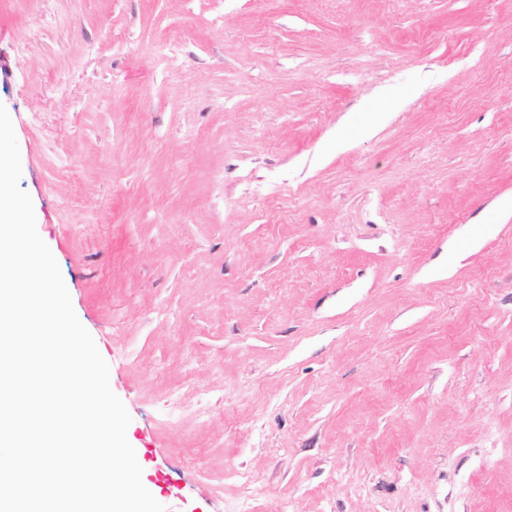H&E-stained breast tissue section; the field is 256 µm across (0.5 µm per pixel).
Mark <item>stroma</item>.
Listing matches in <instances>:
<instances>
[{"mask_svg": "<svg viewBox=\"0 0 512 512\" xmlns=\"http://www.w3.org/2000/svg\"><path fill=\"white\" fill-rule=\"evenodd\" d=\"M0 104L167 512H512V0H0Z\"/></svg>", "mask_w": 512, "mask_h": 512, "instance_id": "obj_1", "label": "stroma"}]
</instances>
